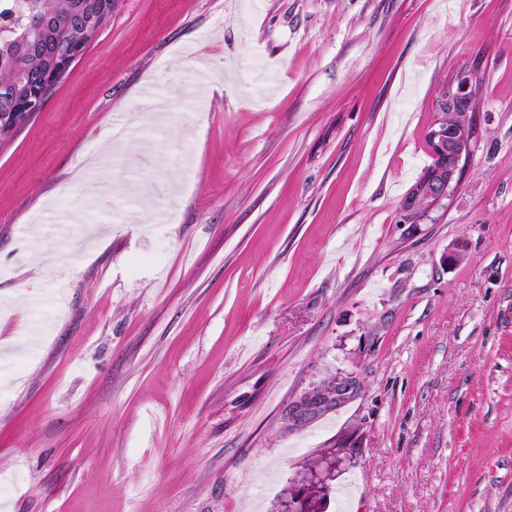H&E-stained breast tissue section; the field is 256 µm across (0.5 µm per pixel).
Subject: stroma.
<instances>
[{
  "instance_id": "obj_1",
  "label": "stroma",
  "mask_w": 512,
  "mask_h": 512,
  "mask_svg": "<svg viewBox=\"0 0 512 512\" xmlns=\"http://www.w3.org/2000/svg\"><path fill=\"white\" fill-rule=\"evenodd\" d=\"M328 448L326 512H512V0H119L0 144V512H281ZM471 91V92H470ZM443 109L440 110L432 123L428 139L439 153L449 151L455 157V163L448 167H435L448 165L451 157L435 153L432 150V163L428 166L424 178L431 184L432 191L420 200L419 208L425 209L428 216L434 209L448 200V191L457 180L459 162L463 156L471 152V132L469 126L470 105L473 99L472 77L467 70H460L453 82L440 89ZM431 168V169H430Z\"/></svg>"
}]
</instances>
